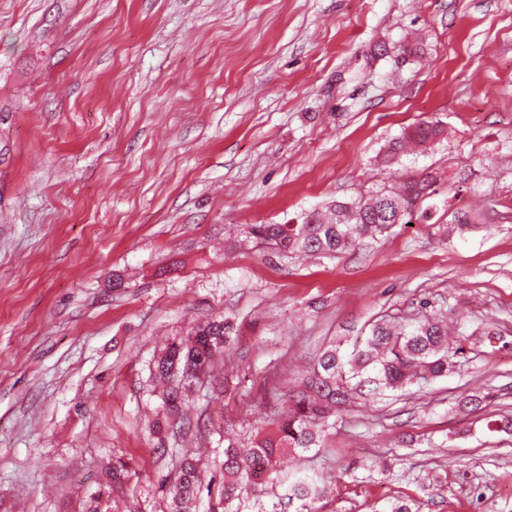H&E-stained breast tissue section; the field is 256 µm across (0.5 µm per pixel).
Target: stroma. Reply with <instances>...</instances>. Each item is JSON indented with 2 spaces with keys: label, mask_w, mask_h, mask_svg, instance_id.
Listing matches in <instances>:
<instances>
[{
  "label": "stroma",
  "mask_w": 512,
  "mask_h": 512,
  "mask_svg": "<svg viewBox=\"0 0 512 512\" xmlns=\"http://www.w3.org/2000/svg\"><path fill=\"white\" fill-rule=\"evenodd\" d=\"M422 173L411 224L350 250L247 239ZM426 308L465 359L338 417L312 512H512V435L456 408L512 412V0H0V512H166L178 456L211 478L322 349ZM218 314L237 334L158 440L151 364ZM445 128L439 121L424 122L414 128L405 130L401 137L389 144L386 164H391L397 159L398 154L403 150L406 142H414L418 145L430 143L445 134Z\"/></svg>",
  "instance_id": "1"
}]
</instances>
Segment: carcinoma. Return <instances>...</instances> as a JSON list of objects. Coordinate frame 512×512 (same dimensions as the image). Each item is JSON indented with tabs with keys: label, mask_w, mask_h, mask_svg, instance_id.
Instances as JSON below:
<instances>
[{
	"label": "carcinoma",
	"mask_w": 512,
	"mask_h": 512,
	"mask_svg": "<svg viewBox=\"0 0 512 512\" xmlns=\"http://www.w3.org/2000/svg\"><path fill=\"white\" fill-rule=\"evenodd\" d=\"M444 134L445 128L438 121L408 129L389 144L385 163L394 162L407 142L421 145ZM435 183L436 177L429 173L410 177L398 187L383 188L365 200L338 202L330 217L311 209L288 224H254L249 235L256 244L279 253L336 254L364 237L409 223L412 199L432 192ZM234 334L229 318L213 317L193 326L157 357L151 376L160 386L164 419L153 424L156 434L190 428V421L181 414L182 402L213 368L216 358L228 350ZM462 354V340H449L448 322L441 314L405 323L383 319L372 325L368 335L357 339L352 349L334 345L325 349L307 377L308 393L290 403L270 423L268 432L257 433L247 445L230 443L224 448L218 507L235 512L233 502L241 500L252 483L269 473H281L283 457L326 447L333 427L330 419L357 400L386 397L452 374ZM488 399L487 394L462 395L456 405L470 413L481 409ZM288 476L293 478L295 499L302 502L296 512H304L305 501L321 495L320 481L292 472ZM203 487L198 461L184 456L167 479L168 512H197Z\"/></svg>",
	"instance_id": "1"
}]
</instances>
